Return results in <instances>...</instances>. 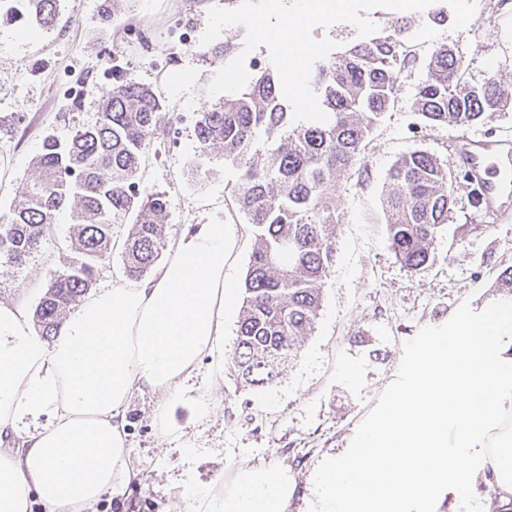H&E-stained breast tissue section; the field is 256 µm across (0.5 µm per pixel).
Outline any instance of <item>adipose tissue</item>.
<instances>
[{
	"instance_id": "1",
	"label": "adipose tissue",
	"mask_w": 512,
	"mask_h": 512,
	"mask_svg": "<svg viewBox=\"0 0 512 512\" xmlns=\"http://www.w3.org/2000/svg\"><path fill=\"white\" fill-rule=\"evenodd\" d=\"M222 217L177 242L156 275L82 302L57 336L0 305V512H84L139 480L126 449L132 394L183 395L224 344L235 290ZM281 466H242L184 489L188 512H288ZM320 512H440L447 496L512 512V311L460 319L418 352L407 382L309 488Z\"/></svg>"
}]
</instances>
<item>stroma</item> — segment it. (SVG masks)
<instances>
[{
  "label": "stroma",
  "instance_id": "35a3bbf8",
  "mask_svg": "<svg viewBox=\"0 0 512 512\" xmlns=\"http://www.w3.org/2000/svg\"><path fill=\"white\" fill-rule=\"evenodd\" d=\"M224 0H62L57 24L0 17V122L21 113L25 122L0 131V213L8 211L19 178L38 174L35 160L46 135L67 141L72 115L92 120L112 88L111 69L121 65L128 80L151 87L168 116L179 118L176 147L147 155L141 183L167 192L165 248L171 251L188 224L209 209L224 213L231 247L224 272L241 287L254 246L252 227L238 212L233 189L238 169L212 152L207 175L195 166L200 148L189 117L222 103L207 89L225 64L189 47L155 68L145 50L122 42L117 31L131 18L157 27L164 42L166 14L185 11L202 36L211 7ZM416 24L406 42L414 61L395 87V109L373 132L361 159L336 176V254L322 290V307L297 357L282 364L264 391L243 389L226 361L236 339L242 304L234 299L224 317V344L204 358L184 396L134 392L127 412V449L141 473L123 498L125 512H185L180 487L203 488L218 474L242 464L288 467L295 484L288 512H314L307 487L328 458L338 455L370 415L406 380L421 347L447 335L460 315L479 322L498 303V273L512 266V213L480 210L466 184H458L448 223L431 249L428 270L407 271L388 241L383 199L387 172L403 154L424 150L457 170L456 130L424 127L413 110L417 87L432 52L448 46L469 83L492 75L512 85V0H434L406 14L369 11L379 31L397 30L406 17ZM82 83L80 99L64 92ZM71 211H59L44 248L18 268L0 265V303L34 312L44 287L75 254ZM166 406L158 416V406Z\"/></svg>",
  "mask_w": 512,
  "mask_h": 512
}]
</instances>
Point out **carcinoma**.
<instances>
[{
    "mask_svg": "<svg viewBox=\"0 0 512 512\" xmlns=\"http://www.w3.org/2000/svg\"><path fill=\"white\" fill-rule=\"evenodd\" d=\"M60 0H23L43 27H53ZM366 36L317 62L313 88L328 121L293 120L279 75L265 69L246 89L198 113L194 130L204 153L220 149L239 170L238 210L254 227L255 248L243 284L237 338L228 357L237 379L267 387L281 362L297 355L314 328L322 284L333 265L339 215L336 174L357 162L374 129L392 112L398 75L410 60L404 34ZM417 88L414 111L424 126L465 130L512 104V92L490 76L471 85L452 51L439 46ZM150 88L117 75L91 123L69 141L43 140L39 176L22 178L9 213L0 216V265L20 267L40 251L55 214L74 204L76 254L47 284L34 313L38 333H57L67 310L92 287L98 264L112 253V225L126 224L124 272L144 277L165 246V191L142 187L145 154L170 138L171 121ZM263 146L266 161L257 158ZM386 233L408 271L427 269L434 240L448 223L454 175L424 150L398 158L387 174ZM502 302L512 301V267L500 272Z\"/></svg>",
    "mask_w": 512,
    "mask_h": 512,
    "instance_id": "carcinoma-1",
    "label": "carcinoma"
}]
</instances>
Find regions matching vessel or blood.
<instances>
[{"label": "vessel or blood", "mask_w": 512, "mask_h": 512, "mask_svg": "<svg viewBox=\"0 0 512 512\" xmlns=\"http://www.w3.org/2000/svg\"><path fill=\"white\" fill-rule=\"evenodd\" d=\"M457 156L465 168L479 175V202L486 211L512 209V146L462 134L457 138Z\"/></svg>", "instance_id": "b4317fda"}]
</instances>
